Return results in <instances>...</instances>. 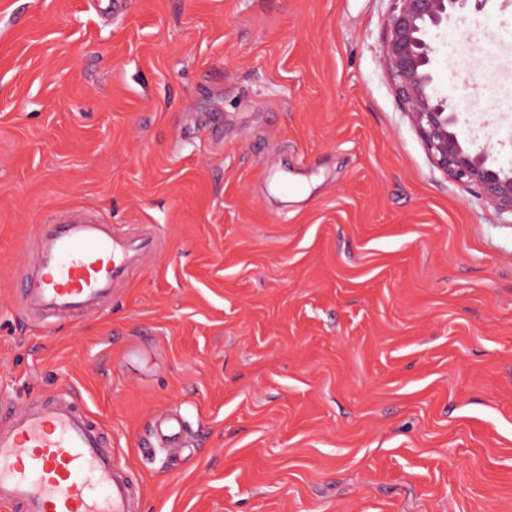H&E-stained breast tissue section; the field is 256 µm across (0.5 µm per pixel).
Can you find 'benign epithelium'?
<instances>
[{"label":"benign epithelium","mask_w":512,"mask_h":512,"mask_svg":"<svg viewBox=\"0 0 512 512\" xmlns=\"http://www.w3.org/2000/svg\"><path fill=\"white\" fill-rule=\"evenodd\" d=\"M384 23L382 61L395 93L435 168L478 191L489 205L512 212V172L494 168L491 147L471 150L448 110V97L434 85L430 33L448 23L468 0H391Z\"/></svg>","instance_id":"1"}]
</instances>
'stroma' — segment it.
Here are the masks:
<instances>
[{
	"label": "stroma",
	"instance_id": "stroma-1",
	"mask_svg": "<svg viewBox=\"0 0 512 512\" xmlns=\"http://www.w3.org/2000/svg\"><path fill=\"white\" fill-rule=\"evenodd\" d=\"M390 7L0 0V400L78 391L139 512H512V213L430 163ZM431 38L461 138L512 169V0ZM72 206L163 245L55 329L16 288ZM173 410L191 447L143 455Z\"/></svg>",
	"mask_w": 512,
	"mask_h": 512
}]
</instances>
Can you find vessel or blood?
I'll return each mask as SVG.
<instances>
[{"instance_id":"b4317fda","label":"vessel or blood","mask_w":512,"mask_h":512,"mask_svg":"<svg viewBox=\"0 0 512 512\" xmlns=\"http://www.w3.org/2000/svg\"><path fill=\"white\" fill-rule=\"evenodd\" d=\"M161 243L156 225L130 232L68 209L37 225L20 302L49 323L95 315ZM184 429L180 414L159 416L147 445L181 447ZM135 492L130 471L76 394L39 395L0 413V512H134Z\"/></svg>"}]
</instances>
